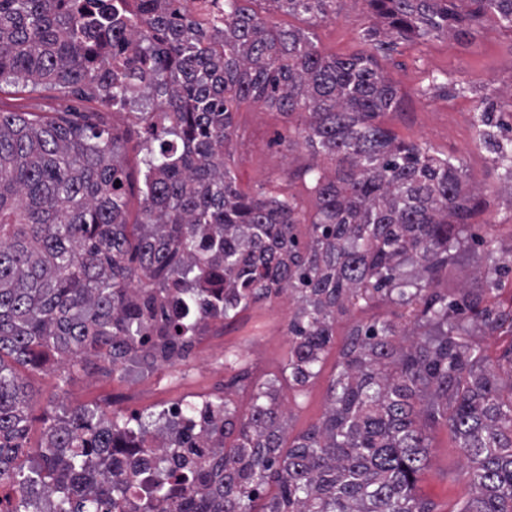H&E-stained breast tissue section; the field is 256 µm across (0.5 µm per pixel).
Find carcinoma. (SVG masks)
I'll return each instance as SVG.
<instances>
[{"label": "carcinoma", "mask_w": 512, "mask_h": 512, "mask_svg": "<svg viewBox=\"0 0 512 512\" xmlns=\"http://www.w3.org/2000/svg\"><path fill=\"white\" fill-rule=\"evenodd\" d=\"M158 2L133 13L127 0H0V86L90 85L163 123L142 160L143 222L129 225L108 131L0 111V487L23 493L24 506L8 512H39L46 494L56 512H125L131 475L116 454L157 425L65 408L26 469L28 393L14 364L37 368L54 352L64 382L94 360L116 370L132 352L154 365L191 346L197 317L231 320L284 290L296 309L280 375L252 386L245 413L214 401L224 424L211 451L161 443L131 512H254L271 483L262 512H433L416 483L436 425L458 440L476 490L457 512H512V345L494 365L471 341L512 332V303L488 301L512 278V251L496 255L493 233L474 230L485 201L460 159L378 122L402 91L377 58L387 37L512 30V0H363L385 27L368 31L370 48L332 58L250 0H212L205 25L192 0ZM272 2L323 22L345 0ZM245 98L303 116L297 137L333 168L305 170L311 220L293 195L243 191L225 164L233 104ZM472 128L512 182V124L484 109ZM476 247L486 257L474 284L448 297L442 278ZM202 282L211 295L200 305ZM174 293L171 341L149 346L145 323ZM379 300L398 315L351 328L322 421L283 448L280 386L314 379L336 316Z\"/></svg>", "instance_id": "1"}]
</instances>
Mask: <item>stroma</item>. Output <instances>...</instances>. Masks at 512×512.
Masks as SVG:
<instances>
[{
	"label": "stroma",
	"mask_w": 512,
	"mask_h": 512,
	"mask_svg": "<svg viewBox=\"0 0 512 512\" xmlns=\"http://www.w3.org/2000/svg\"><path fill=\"white\" fill-rule=\"evenodd\" d=\"M250 7L278 27L308 33L328 57L348 56L363 47L362 35L374 23L361 0H346L332 21L316 22L305 15L278 9L273 0H252ZM378 62L401 87L405 102L400 111L386 113L383 125L400 139L424 141L437 152L459 158L472 183L488 186L487 208L477 223H492L501 250L512 248V185L496 181L493 155L475 144L471 120L474 113L493 106L498 119L512 120V30L488 25L472 38L460 41L442 34L426 42L396 40L392 51L379 54ZM445 74L439 87H431V74ZM466 82L468 94H458L457 82ZM4 111L58 113L77 124H105L123 145L126 173L127 220L142 217L140 160L148 133L135 115L115 118L109 104L93 98L91 88L80 92L6 87L0 90ZM297 116L243 99L234 106L231 140L224 158L240 187L247 192L293 194L305 217H313L317 197L310 182L297 177L299 168L311 164L310 153L291 143ZM294 302L280 295L259 302L234 321L213 322L210 333L196 336L186 358L148 367L128 363L112 370L98 363L89 372L73 376L61 386L54 360L38 370L19 366L27 384V430L23 462L38 461L44 450L46 426L60 406L93 409L103 417L148 418L170 403L198 393L228 395L239 410L250 406L249 387L279 374L288 355V321ZM392 308L378 301L337 318L336 336L326 351L318 376L304 389L281 387L278 403L288 415V435L297 437L318 424L329 402L333 377L346 335L356 322L391 317ZM429 450L417 493L434 512H456L473 497L466 463L455 437L446 427L429 431Z\"/></svg>",
	"instance_id": "1"
}]
</instances>
